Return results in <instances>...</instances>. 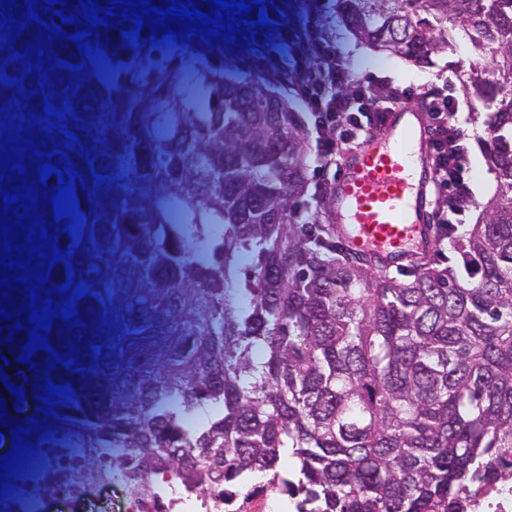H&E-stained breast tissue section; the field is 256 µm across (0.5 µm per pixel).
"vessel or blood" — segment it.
<instances>
[{
  "instance_id": "b4317fda",
  "label": "vessel or blood",
  "mask_w": 512,
  "mask_h": 512,
  "mask_svg": "<svg viewBox=\"0 0 512 512\" xmlns=\"http://www.w3.org/2000/svg\"><path fill=\"white\" fill-rule=\"evenodd\" d=\"M435 179L421 111L398 105L362 146L348 152L333 183L336 235L348 249L398 267L431 240Z\"/></svg>"
}]
</instances>
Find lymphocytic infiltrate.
I'll return each mask as SVG.
<instances>
[{"label": "lymphocytic infiltrate", "mask_w": 512, "mask_h": 512, "mask_svg": "<svg viewBox=\"0 0 512 512\" xmlns=\"http://www.w3.org/2000/svg\"><path fill=\"white\" fill-rule=\"evenodd\" d=\"M275 22L253 43L257 67L277 68L284 86L292 88L312 119L317 164L313 170L316 197L332 191L340 151L355 148L377 128L385 112L408 100L406 89L356 78L345 55L323 34L315 13L301 14L294 0H266ZM290 49L298 69L282 64L280 52ZM433 150L439 202L432 207L437 224L463 221L462 203L471 199L469 152L457 123L458 105L447 86L431 85L419 92Z\"/></svg>", "instance_id": "obj_1"}]
</instances>
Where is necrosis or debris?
Wrapping results in <instances>:
<instances>
[{"instance_id":"4bbe7bcc","label":"necrosis or debris","mask_w":512,"mask_h":512,"mask_svg":"<svg viewBox=\"0 0 512 512\" xmlns=\"http://www.w3.org/2000/svg\"><path fill=\"white\" fill-rule=\"evenodd\" d=\"M82 448H41L22 473L13 477V493L0 498V512H176L173 496L162 484L149 495L133 493L110 464L88 468ZM463 512H512V481L497 479L480 493L463 498Z\"/></svg>"}]
</instances>
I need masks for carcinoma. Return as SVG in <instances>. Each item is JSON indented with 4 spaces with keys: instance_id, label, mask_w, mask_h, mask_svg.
Returning a JSON list of instances; mask_svg holds the SVG:
<instances>
[{
    "instance_id": "cac0c4a2",
    "label": "carcinoma",
    "mask_w": 512,
    "mask_h": 512,
    "mask_svg": "<svg viewBox=\"0 0 512 512\" xmlns=\"http://www.w3.org/2000/svg\"><path fill=\"white\" fill-rule=\"evenodd\" d=\"M332 2L376 50L429 62L459 29L490 62L462 89L489 110L496 192L464 234L434 225L454 257L437 249L401 280L337 245L333 225L298 222L307 149L270 81L187 52L158 65L149 46L108 83L61 37L36 96L39 73L8 58L34 39L50 46L42 26L0 41V77L30 90L0 80V134L20 124L14 100L38 112L29 122L47 97L73 103L78 139L72 151L59 130L32 127L31 140L67 153L53 165L80 172V234L45 208L59 243H76L48 287L69 264L88 290L78 317L48 333L76 365L50 372L49 352L33 358L29 387L71 386L35 447L110 448L112 470L141 489L171 478L226 505L238 482L271 471L297 512H460L466 483L512 467V0ZM286 450L295 480L277 471Z\"/></svg>"
}]
</instances>
